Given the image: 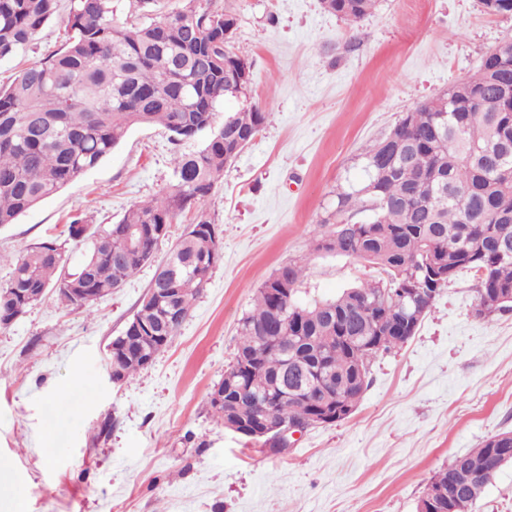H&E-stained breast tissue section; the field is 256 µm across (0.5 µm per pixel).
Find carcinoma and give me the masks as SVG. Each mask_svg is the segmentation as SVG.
I'll return each instance as SVG.
<instances>
[{"mask_svg": "<svg viewBox=\"0 0 512 512\" xmlns=\"http://www.w3.org/2000/svg\"><path fill=\"white\" fill-rule=\"evenodd\" d=\"M377 0H322L323 8L356 23ZM484 13L512 17V0H479ZM148 21L114 19L112 0H69L63 47L22 68L0 87V226L58 193L100 164L136 126L159 125L178 145L202 139L196 152L173 159V180L161 196L130 208L115 224L94 231L79 267L65 270V250L44 241L13 259L0 284V326L40 301L50 289L92 288L69 304L91 308L154 261L160 228L195 209L130 323L142 329L112 339L108 360L123 381L148 366L190 315L221 257L208 212L235 150L234 136L256 137L270 113L248 102L245 58L224 46V16L201 0L153 17L157 0H137ZM61 8V0H0V59L26 50ZM505 59L489 58L460 82L461 89L405 113L358 161L364 182L336 189L329 212L336 229L313 240L316 251L358 257L387 278L344 289L333 299L296 298L305 265L290 261L264 280L254 307L239 321V343L210 399L216 421L233 417L294 421L322 410L341 422L370 383L371 361L407 342L410 326L426 317L458 273H474L478 306L512 296V42ZM245 101L215 125L225 98ZM367 212L368 218L355 217ZM288 288L275 294L274 288ZM419 289L418 313L404 309L401 292ZM512 464V431L487 438L454 457L430 480L450 490L434 512H471L486 487Z\"/></svg>", "mask_w": 512, "mask_h": 512, "instance_id": "1", "label": "carcinoma"}]
</instances>
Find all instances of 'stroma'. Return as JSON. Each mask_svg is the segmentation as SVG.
<instances>
[{
    "label": "stroma",
    "mask_w": 512,
    "mask_h": 512,
    "mask_svg": "<svg viewBox=\"0 0 512 512\" xmlns=\"http://www.w3.org/2000/svg\"><path fill=\"white\" fill-rule=\"evenodd\" d=\"M236 14L234 48L253 101L272 113L225 168L207 203L222 258L169 346L113 383L108 346L153 278L144 265L85 310L47 293L0 327V512H416L431 477L512 431V312L475 315V279L442 290L415 336L377 356L355 412L271 454L217 423L210 394L262 282L305 260L298 296L334 298L384 276L362 259L314 251L337 187L361 183L363 146L403 113L472 75L512 37V17L479 0H377L357 24L321 0H212ZM173 178L159 126L132 129L97 167L0 227L10 259L54 240L76 269L87 245L69 225L113 224Z\"/></svg>",
    "instance_id": "35a3bbf8"
}]
</instances>
